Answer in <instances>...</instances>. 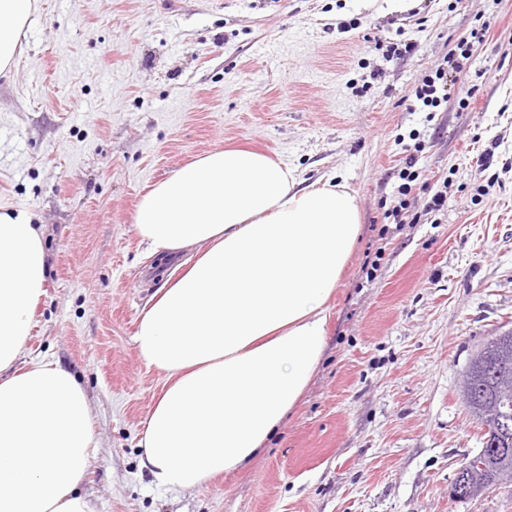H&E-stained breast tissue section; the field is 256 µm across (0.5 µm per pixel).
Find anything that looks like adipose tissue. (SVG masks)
<instances>
[{"mask_svg":"<svg viewBox=\"0 0 512 512\" xmlns=\"http://www.w3.org/2000/svg\"><path fill=\"white\" fill-rule=\"evenodd\" d=\"M33 8L0 0L1 73ZM360 225L347 185H302L245 148L200 156L142 196L138 235L154 252L187 255L133 336L164 375L139 456L157 486L191 490L243 470L298 404ZM46 279L39 228L0 207V512H94L82 487L99 440L82 386L54 361L16 367Z\"/></svg>","mask_w":512,"mask_h":512,"instance_id":"adipose-tissue-1","label":"adipose tissue"}]
</instances>
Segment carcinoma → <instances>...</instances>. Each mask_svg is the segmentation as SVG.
<instances>
[{
  "mask_svg": "<svg viewBox=\"0 0 512 512\" xmlns=\"http://www.w3.org/2000/svg\"><path fill=\"white\" fill-rule=\"evenodd\" d=\"M475 357L483 358L484 374L474 381L463 375L462 396L469 415L481 424L490 416L509 414L512 419V341L501 346L492 338L478 350ZM492 441L483 440L482 451L466 458V470L471 487L469 499L473 500L490 489L487 477L499 473L498 481L512 482V455L500 456L490 447Z\"/></svg>",
  "mask_w": 512,
  "mask_h": 512,
  "instance_id": "obj_1",
  "label": "carcinoma"
}]
</instances>
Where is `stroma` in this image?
<instances>
[{"label":"stroma","mask_w":512,"mask_h":512,"mask_svg":"<svg viewBox=\"0 0 512 512\" xmlns=\"http://www.w3.org/2000/svg\"><path fill=\"white\" fill-rule=\"evenodd\" d=\"M484 23L469 108L453 95L410 111ZM392 39L413 52L385 59L375 44ZM227 146L307 184L347 182L361 236L327 349L276 435L243 471L166 490L138 461L163 376L132 337L177 261L151 254L134 215L154 183ZM0 205L42 233L46 294L23 360L59 362L86 393L95 512H512L508 484L449 498L484 433L463 372L512 328V0H36L0 73Z\"/></svg>","instance_id":"1"}]
</instances>
